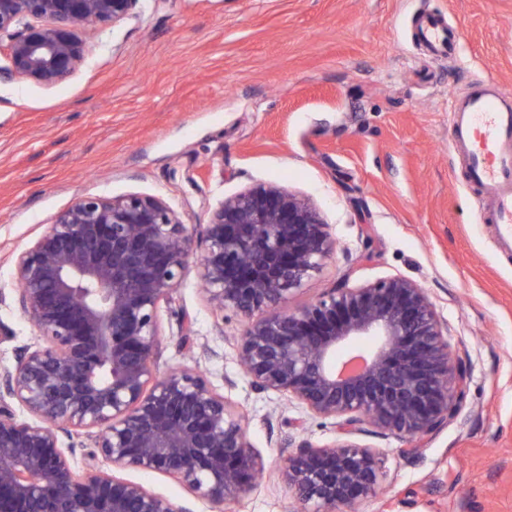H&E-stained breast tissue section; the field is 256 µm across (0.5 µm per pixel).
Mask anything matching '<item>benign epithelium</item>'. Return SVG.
I'll list each match as a JSON object with an SVG mask.
<instances>
[{
	"instance_id": "7a95c632",
	"label": "benign epithelium",
	"mask_w": 512,
	"mask_h": 512,
	"mask_svg": "<svg viewBox=\"0 0 512 512\" xmlns=\"http://www.w3.org/2000/svg\"><path fill=\"white\" fill-rule=\"evenodd\" d=\"M141 0H0V81L66 83L85 63L87 24H119ZM208 303L240 318V355L260 390L336 420L315 448L288 437L284 474L301 512H339L376 495L382 460L353 437L369 425L414 441L453 419L470 373L428 292L391 277L341 284L284 307L336 250L320 210L280 185L227 197L203 225ZM193 233L156 196H86L15 258L13 303L34 341L0 365V512H187L94 464L161 473L215 506L263 471L243 417L197 374H159L157 311L183 280ZM90 442L82 469L60 434Z\"/></svg>"
}]
</instances>
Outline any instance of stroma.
<instances>
[{
    "mask_svg": "<svg viewBox=\"0 0 512 512\" xmlns=\"http://www.w3.org/2000/svg\"><path fill=\"white\" fill-rule=\"evenodd\" d=\"M428 14L458 28L429 56ZM66 84H0V292L14 259L76 199L151 195L185 223L258 183L309 198L335 254L290 295L401 276L425 288L471 378L453 421L417 441L358 443L383 459V488L357 512H512V249L454 145L451 102L491 80L512 93V0H143L136 17L89 27ZM160 371L187 368L247 423L263 480L223 509L169 477L124 478L190 512H297L281 474L289 436L312 446L333 420L255 390L242 326L210 308L196 270L160 303Z\"/></svg>",
    "mask_w": 512,
    "mask_h": 512,
    "instance_id": "1",
    "label": "stroma"
}]
</instances>
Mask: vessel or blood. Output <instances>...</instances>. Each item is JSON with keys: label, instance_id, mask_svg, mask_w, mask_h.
Wrapping results in <instances>:
<instances>
[{"label": "vessel or blood", "instance_id": "b4317fda", "mask_svg": "<svg viewBox=\"0 0 512 512\" xmlns=\"http://www.w3.org/2000/svg\"><path fill=\"white\" fill-rule=\"evenodd\" d=\"M422 36L437 53L455 46L453 32L435 16L426 19ZM506 96L497 83L482 82L453 101L452 110L454 142L467 158L471 178L491 201L500 240L512 245V106L503 107Z\"/></svg>", "mask_w": 512, "mask_h": 512}]
</instances>
